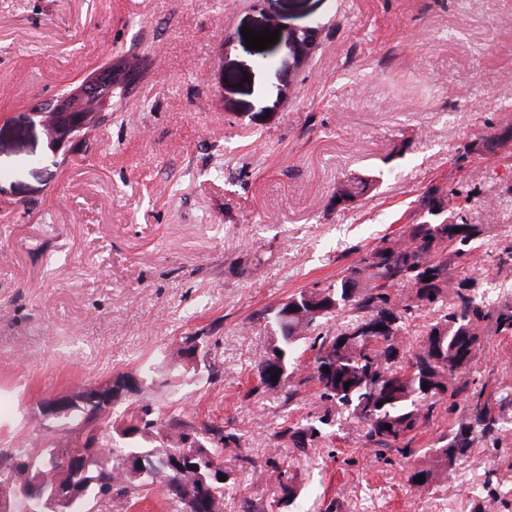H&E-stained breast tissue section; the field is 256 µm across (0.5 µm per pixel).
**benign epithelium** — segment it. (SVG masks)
<instances>
[{"label":"benign epithelium","mask_w":512,"mask_h":512,"mask_svg":"<svg viewBox=\"0 0 512 512\" xmlns=\"http://www.w3.org/2000/svg\"><path fill=\"white\" fill-rule=\"evenodd\" d=\"M316 27L306 26L295 28L288 34L287 43L295 64L302 63L310 49ZM112 83L111 69L106 67L90 73L83 82L58 98H53L33 112L55 144L73 142L81 132L105 121L107 103L101 102L100 87ZM104 390L88 387L73 396H60L49 399L42 404L43 412L51 416H60L74 402L84 403L96 400ZM84 494V491L70 487L68 491L55 490L50 494L46 508L48 512H56L57 506L67 504Z\"/></svg>","instance_id":"7a95c632"}]
</instances>
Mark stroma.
Returning a JSON list of instances; mask_svg holds the SVG:
<instances>
[{"label": "stroma", "mask_w": 512, "mask_h": 512, "mask_svg": "<svg viewBox=\"0 0 512 512\" xmlns=\"http://www.w3.org/2000/svg\"><path fill=\"white\" fill-rule=\"evenodd\" d=\"M317 24L304 63L242 28ZM125 55L112 117L80 147L30 112ZM375 190L337 205V185ZM465 186L484 264L452 278L496 294L512 245V0H0V448H42L41 403L111 380L192 333L220 368L179 382L198 419L239 433L257 465L295 473L303 512H512V409L424 493L396 452L376 455L344 410L306 454L280 427L323 412L315 386L252 393L266 309L333 282L359 250L427 220L432 188ZM512 387V337L486 330L474 366ZM273 480L237 471L224 512H271Z\"/></svg>", "instance_id": "obj_1"}]
</instances>
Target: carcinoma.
<instances>
[{
    "instance_id": "cac0c4a2",
    "label": "carcinoma",
    "mask_w": 512,
    "mask_h": 512,
    "mask_svg": "<svg viewBox=\"0 0 512 512\" xmlns=\"http://www.w3.org/2000/svg\"><path fill=\"white\" fill-rule=\"evenodd\" d=\"M374 184L370 176L342 182L336 187V203L352 202ZM481 234L480 225L467 223L456 207L446 220L410 224L398 238H381L336 281L305 288L270 308V344L256 366L253 391L288 397L313 381L326 406L313 422L281 427L278 438L304 454L316 434L331 425L333 408L342 407L365 424L371 446L394 449L406 458L422 455L408 481L423 492L438 475L453 471L476 440L495 435L496 411L512 406V390L504 389L490 401L475 388L467 395L466 416L457 428L428 448L412 447L439 408L446 405L448 413H455L457 397L469 387L485 328L512 333V305L493 307L478 298L474 281H454L448 275V255L470 258L479 250ZM338 309L353 312L345 328L311 337L321 320ZM425 310L433 317L409 351L404 344L407 322ZM306 342L314 351L308 374L299 363ZM194 350L187 336L165 352L161 365L147 361L136 373L153 385L162 368L167 380L159 386L168 387L172 380L198 373ZM119 404L124 405L125 428L110 437L104 424ZM63 419L66 430L45 447L11 449L8 464L0 465V502L14 499L16 488L37 475L48 492L75 480L90 484L86 496L71 502L66 512H88V502L100 495L117 512H129L153 491L161 493L168 512H224V491L210 468L223 460L225 450L240 448L241 435L180 409L165 412L142 393L114 395L75 408ZM190 435L200 446L185 445ZM421 475L424 482H416ZM270 476L288 494V506L301 509L303 487L288 471L275 468Z\"/></svg>"
}]
</instances>
